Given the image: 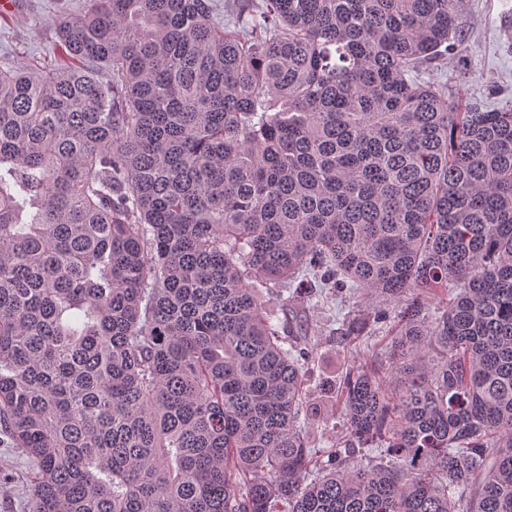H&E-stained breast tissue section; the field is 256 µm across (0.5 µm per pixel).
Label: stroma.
Returning <instances> with one entry per match:
<instances>
[{
	"label": "stroma",
	"instance_id": "35a3bbf8",
	"mask_svg": "<svg viewBox=\"0 0 512 512\" xmlns=\"http://www.w3.org/2000/svg\"><path fill=\"white\" fill-rule=\"evenodd\" d=\"M84 0H16L11 17H0V69L43 72L62 59L56 19L83 11ZM458 26L463 35L448 58L421 67L416 77L434 82L459 95L478 98L488 108L512 107V0H462ZM306 317L318 328V346L310 376L311 399L329 402L331 387L347 362L387 367L393 319L374 322L378 301L334 297L316 304L300 296ZM372 321L351 337L336 341V332L354 314ZM0 466L8 468L11 482L0 484V512H28L29 474L21 449L0 447Z\"/></svg>",
	"mask_w": 512,
	"mask_h": 512
}]
</instances>
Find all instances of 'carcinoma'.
<instances>
[{"instance_id": "cac0c4a2", "label": "carcinoma", "mask_w": 512, "mask_h": 512, "mask_svg": "<svg viewBox=\"0 0 512 512\" xmlns=\"http://www.w3.org/2000/svg\"><path fill=\"white\" fill-rule=\"evenodd\" d=\"M238 2L87 0L65 64L0 71L29 512H512V108L409 78L461 0ZM298 283L401 306L321 448Z\"/></svg>"}]
</instances>
